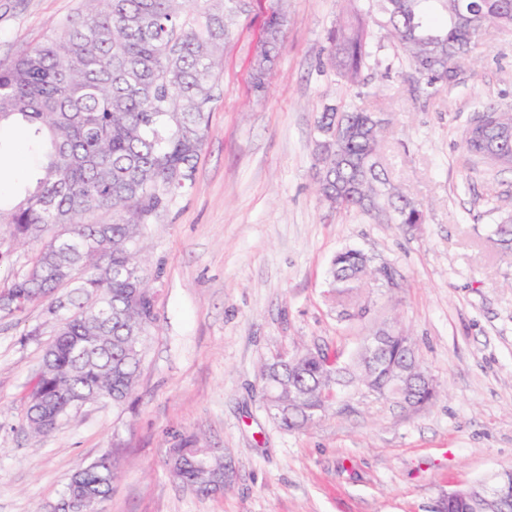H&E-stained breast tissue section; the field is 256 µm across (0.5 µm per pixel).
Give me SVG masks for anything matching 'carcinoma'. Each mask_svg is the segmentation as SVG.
I'll list each match as a JSON object with an SVG mask.
<instances>
[{
    "mask_svg": "<svg viewBox=\"0 0 512 512\" xmlns=\"http://www.w3.org/2000/svg\"><path fill=\"white\" fill-rule=\"evenodd\" d=\"M43 42L0 67V133L24 121L44 149L42 177L10 207L0 205V263L20 245L37 244L28 268L0 290V311L45 305L56 321L41 372L28 395L21 428L36 442L52 433L39 424L84 402L122 404L134 393L142 355L156 321L154 291L139 249L143 230L192 188L209 134L208 104L219 80L224 40L249 0H81ZM349 4L347 21L327 32L328 64L362 95L374 28L396 47L386 65L406 66L432 93L458 83L478 46L471 21L512 27V0H373L377 14ZM287 25L272 12L252 61V83L265 92ZM474 118L496 134L512 128V110L496 105ZM319 201L338 212L423 224L422 204L395 188L382 167L389 134L379 112L327 103L314 118ZM112 220L101 223L98 215ZM512 253V220L493 229ZM370 258L355 248L333 257L327 286L336 298L365 287ZM420 367L412 337L388 340L377 357L360 349L348 362L297 343L291 354L260 367V389L282 427L314 424L354 389L385 400L407 396L429 404L438 390L424 378L402 390L389 379L405 362ZM168 473L202 496L224 473V449L199 448L189 436L167 450ZM116 464L110 455L79 467L63 498L84 499V512H104ZM481 485L448 503L446 512H493Z\"/></svg>",
    "mask_w": 512,
    "mask_h": 512,
    "instance_id": "cac0c4a2",
    "label": "carcinoma"
}]
</instances>
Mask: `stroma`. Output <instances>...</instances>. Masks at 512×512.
Returning a JSON list of instances; mask_svg holds the SVG:
<instances>
[{"label": "stroma", "instance_id": "stroma-1", "mask_svg": "<svg viewBox=\"0 0 512 512\" xmlns=\"http://www.w3.org/2000/svg\"><path fill=\"white\" fill-rule=\"evenodd\" d=\"M81 0H0V66L36 45ZM273 9L288 16L263 96L251 61ZM340 0H252L224 43L195 183L140 245L156 327L128 403H87L41 445L19 427L55 324L43 306L0 314V512H54L72 472L103 453L118 461L106 512H429L448 492L512 467V256L491 235L512 217V169L461 148L485 104L512 108V30L495 31L461 84L422 93L382 40L362 107L392 122L383 166L424 204L422 224H383L322 205L314 114L354 92L325 67ZM0 199L41 176L28 131L7 132ZM352 247L394 273L372 288L365 319L341 317L327 270ZM413 337L443 390L415 410L349 391L306 429L264 409L258 368L294 341L349 356L382 324ZM39 336H30L33 327ZM196 435L224 451L223 493L173 480L168 448Z\"/></svg>", "mask_w": 512, "mask_h": 512}]
</instances>
